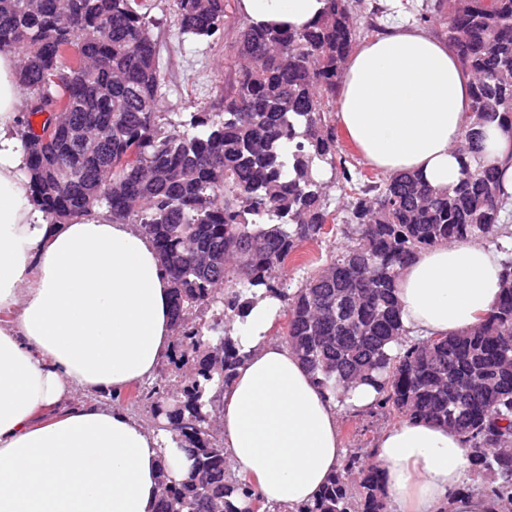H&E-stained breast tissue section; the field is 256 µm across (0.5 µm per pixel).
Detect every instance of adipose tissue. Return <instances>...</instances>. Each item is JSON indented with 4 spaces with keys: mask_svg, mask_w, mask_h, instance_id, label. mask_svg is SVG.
Masks as SVG:
<instances>
[{
    "mask_svg": "<svg viewBox=\"0 0 512 512\" xmlns=\"http://www.w3.org/2000/svg\"><path fill=\"white\" fill-rule=\"evenodd\" d=\"M250 24L303 28L326 0H240ZM17 53H0V512H154L162 477L192 461L104 399L151 378L174 344L172 290L152 241L105 211L50 223L33 204L18 120ZM470 89L446 43L395 27L347 59L337 118L383 173L455 185ZM512 135L491 124L471 164H505ZM501 257L475 239L419 253L397 286L409 334H456L501 293ZM232 337L243 357L224 395L221 432L235 470L268 503L310 504L340 467L342 409L375 402L362 385L324 394L272 327L279 300L255 289ZM370 463L390 512H502L491 492L460 489L471 467L455 431L427 420L383 430Z\"/></svg>",
    "mask_w": 512,
    "mask_h": 512,
    "instance_id": "ef3b65f1",
    "label": "adipose tissue"
}]
</instances>
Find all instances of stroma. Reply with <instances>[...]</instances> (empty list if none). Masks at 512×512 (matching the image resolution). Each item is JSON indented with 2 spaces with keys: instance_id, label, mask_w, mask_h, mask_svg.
<instances>
[{
  "instance_id": "35a3bbf8",
  "label": "stroma",
  "mask_w": 512,
  "mask_h": 512,
  "mask_svg": "<svg viewBox=\"0 0 512 512\" xmlns=\"http://www.w3.org/2000/svg\"><path fill=\"white\" fill-rule=\"evenodd\" d=\"M148 31L154 40L165 85L161 111L171 113L173 121L189 122L198 112L220 111L221 95L230 73L227 49L234 41L240 25L247 19L239 8V0H228L231 24L210 38H194L180 34L172 0H151ZM346 241L336 233L321 240L303 244L299 258L289 259L280 272L288 288H296L307 272L339 255ZM391 422L381 414L342 411L339 434L344 448H373L379 433Z\"/></svg>"
}]
</instances>
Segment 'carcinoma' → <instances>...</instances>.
I'll use <instances>...</instances> for the list:
<instances>
[{"label":"carcinoma","mask_w":512,"mask_h":512,"mask_svg":"<svg viewBox=\"0 0 512 512\" xmlns=\"http://www.w3.org/2000/svg\"><path fill=\"white\" fill-rule=\"evenodd\" d=\"M0 0V51L20 48L28 92L21 132L33 202L54 221L104 208L152 240L174 289L177 339L150 391L137 386L151 426L193 460L187 479L163 477L156 512H270L245 476L229 473L213 435L212 399L241 364L230 336L265 288L282 303L285 342L325 393L359 384L374 408L456 430L473 472L512 501V259L504 293L478 324L409 342L396 297L418 253L504 230L501 167L470 168L436 190L411 174L352 176L329 110L342 66L361 37L379 29L378 0H328L313 26L239 28L221 112L190 128L159 111L164 77L146 27L145 0ZM416 19H435L471 79V128L459 151L478 149L475 127L512 133V0H409ZM180 34L205 38L229 22L226 0H173ZM341 166L348 245L293 293L278 272L308 241L338 224L317 165ZM210 320H205L207 312ZM350 451L320 497L298 512H387L380 475Z\"/></svg>","instance_id":"carcinoma-1"}]
</instances>
